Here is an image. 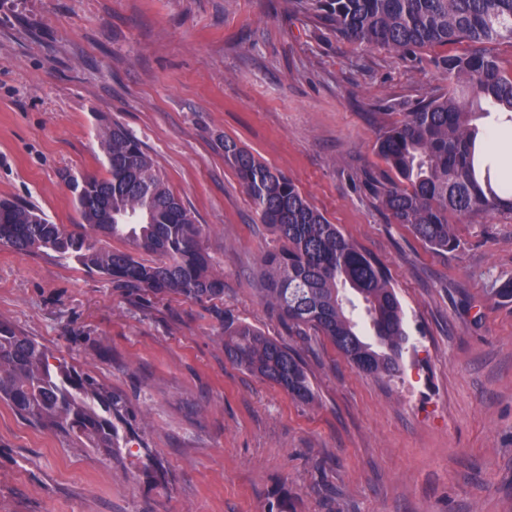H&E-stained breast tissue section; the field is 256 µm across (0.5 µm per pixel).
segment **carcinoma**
I'll return each instance as SVG.
<instances>
[{
	"instance_id": "1",
	"label": "carcinoma",
	"mask_w": 512,
	"mask_h": 512,
	"mask_svg": "<svg viewBox=\"0 0 512 512\" xmlns=\"http://www.w3.org/2000/svg\"><path fill=\"white\" fill-rule=\"evenodd\" d=\"M336 35L366 47L410 55L461 41L473 49L436 58L446 85L377 140L392 178L367 180L397 224L426 246L460 247L450 217L512 212V179L494 169L480 147L491 130L478 121L490 111L512 121V76L501 73L492 46L512 43V0H293ZM489 109H484V106ZM104 173L71 176L82 223L51 222L32 205L0 200V245L17 253L57 257L95 269L115 288L197 300L224 296V276L203 246V225L167 186L141 141L114 121L101 135ZM224 161L251 197L277 246L260 258L258 280L269 311L304 340H329L358 371L394 377L413 347L402 304L382 267L302 196L283 174L231 139ZM105 238L126 241L112 249ZM364 305L371 334L353 318ZM228 359L271 381L289 396L314 398L307 365L295 347L229 313L222 319ZM52 355L34 338L0 322V399L23 419L84 447L112 450L114 420L125 402L94 377Z\"/></svg>"
}]
</instances>
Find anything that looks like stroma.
<instances>
[{"label":"stroma","instance_id":"stroma-1","mask_svg":"<svg viewBox=\"0 0 512 512\" xmlns=\"http://www.w3.org/2000/svg\"><path fill=\"white\" fill-rule=\"evenodd\" d=\"M337 38L288 0H0V199L81 217L64 173L101 171L121 123L207 232L224 296L114 288L0 246V321L111 386L119 448H79L0 400V512H512V214L456 220L428 248L373 199L386 113L441 84L434 60ZM288 176L384 267L413 344L397 377L329 341L303 404L224 353L228 310L299 345L257 291L271 235L221 139Z\"/></svg>","mask_w":512,"mask_h":512}]
</instances>
